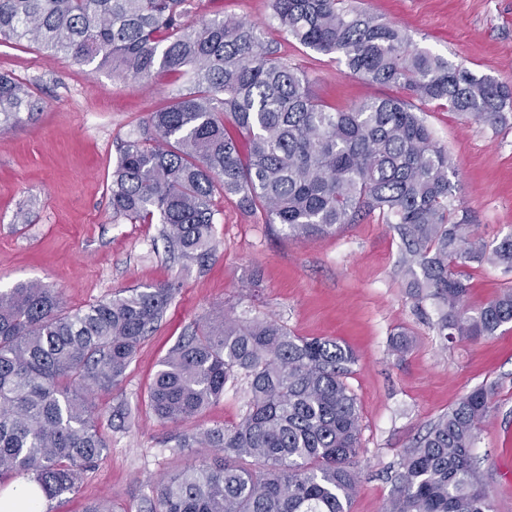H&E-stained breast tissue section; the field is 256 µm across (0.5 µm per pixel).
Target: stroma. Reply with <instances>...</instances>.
<instances>
[{"mask_svg":"<svg viewBox=\"0 0 512 512\" xmlns=\"http://www.w3.org/2000/svg\"><path fill=\"white\" fill-rule=\"evenodd\" d=\"M359 7L408 32L414 43L476 75L512 85V0H359ZM214 16L254 23L282 44L283 58L306 71L311 91L336 108L370 97H404L343 64L287 39L269 0H190L187 23ZM0 72L29 83L33 117L0 133V289L36 281L80 308L128 288L179 279L181 287L157 328L146 336L118 386L89 400L107 445L74 493L46 502L44 512H85L104 500L112 512H143L159 481L185 466L208 465L213 448L179 451L171 436L237 423L247 383L228 384L223 398L196 417L161 422L148 399L160 361L207 315L278 321L302 337H328L357 356L346 383L357 399L359 486L349 512H383L394 496L401 455L429 425L474 388L493 387L496 410L480 431L475 454L493 512H512V483L502 474L512 457V324L477 340H443L432 301L412 297L398 273L400 240L377 215L336 233L296 239L216 199V260L184 268L167 252L158 224L113 222L109 186L115 146L130 136L174 87L163 72L121 79L91 71L36 45H0ZM423 117L454 157L457 202L473 232L486 240L512 234V108L490 124L444 109ZM459 271L477 309L512 287V269L470 263ZM407 345L393 346L397 333Z\"/></svg>","mask_w":512,"mask_h":512,"instance_id":"35a3bbf8","label":"stroma"}]
</instances>
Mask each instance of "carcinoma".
<instances>
[{
  "label": "carcinoma",
  "mask_w": 512,
  "mask_h": 512,
  "mask_svg": "<svg viewBox=\"0 0 512 512\" xmlns=\"http://www.w3.org/2000/svg\"><path fill=\"white\" fill-rule=\"evenodd\" d=\"M186 0H0V43L34 42L53 55L187 85L117 145L112 218L157 222L186 265L217 258L213 199L234 196L288 236L328 234L377 212L402 241L409 293L438 307V335L470 340L512 323V289L473 311L467 262L512 267V235L476 236L455 204V162L421 117L435 104L495 123L512 85L452 65L351 0H271L281 30L371 85L372 97L331 108L304 72L254 24L185 23ZM420 105H415V102ZM35 109L29 84L0 74V131ZM170 280L68 309L39 282L0 290V480L33 475L53 500L107 449L86 396L117 386L179 290ZM355 353L329 338L295 336L275 320L206 316L160 363L148 398L157 417L199 414L239 376L247 409L232 426L174 437L224 460L190 466L153 490L147 512H347L359 477V409L346 378ZM495 411L478 387L402 456L385 512H492L474 448Z\"/></svg>",
  "instance_id": "carcinoma-1"
}]
</instances>
